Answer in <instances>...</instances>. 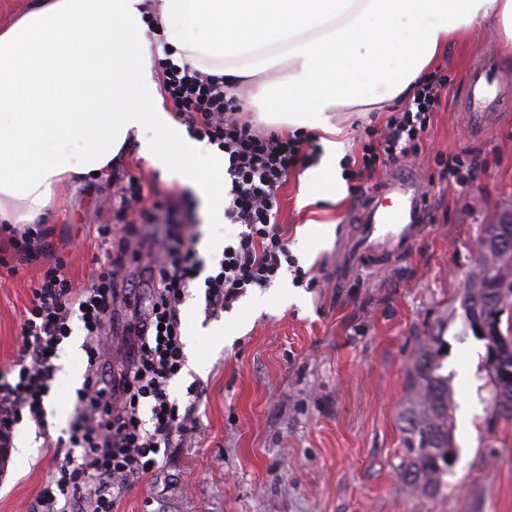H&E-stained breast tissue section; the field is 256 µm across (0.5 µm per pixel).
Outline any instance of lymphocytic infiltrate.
Here are the masks:
<instances>
[{"mask_svg":"<svg viewBox=\"0 0 512 512\" xmlns=\"http://www.w3.org/2000/svg\"><path fill=\"white\" fill-rule=\"evenodd\" d=\"M157 67L165 93L184 111L191 136L223 152L230 180L224 217L241 230L225 243L220 258L205 266L195 236L172 227L156 238L152 225L165 204L148 201L141 179L131 175L121 189L116 224L98 227L104 259L85 286H75L65 274L46 231L26 228L12 236L19 260L39 261L43 268L20 324L17 377H0V447L12 446L17 426L27 420L60 459L31 512H116L122 489L152 475L162 450L196 432L200 383H190L181 399L171 392L186 363L181 313L195 282L204 285L209 317L232 310L248 291L269 288L285 271L296 286L315 283L276 222L278 189L311 162L318 149L315 137L256 127L241 112L235 85L223 77L167 57L158 59ZM449 82V76L428 74L383 131L366 128L360 168L350 173V192H358L362 174L417 151ZM151 242L158 245V258L147 267L142 287L126 289L121 272ZM122 300L133 304L130 318L123 321L116 316ZM75 319L84 331L86 366L68 427L54 436L46 399L54 361ZM112 334L123 342L118 369L104 342Z\"/></svg>","mask_w":512,"mask_h":512,"instance_id":"1","label":"lymphocytic infiltrate"}]
</instances>
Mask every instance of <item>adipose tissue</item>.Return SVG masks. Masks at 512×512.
<instances>
[{
    "label": "adipose tissue",
    "instance_id": "obj_1",
    "mask_svg": "<svg viewBox=\"0 0 512 512\" xmlns=\"http://www.w3.org/2000/svg\"><path fill=\"white\" fill-rule=\"evenodd\" d=\"M483 23L512 44V0H35L0 29V223H40L59 185L107 175L132 137L168 179L195 166L223 203L224 155L164 107L149 25L177 59L251 83L267 125L321 133L333 174L335 112L413 97L449 39Z\"/></svg>",
    "mask_w": 512,
    "mask_h": 512
}]
</instances>
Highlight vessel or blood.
<instances>
[{
    "instance_id": "vessel-or-blood-1",
    "label": "vessel or blood",
    "mask_w": 512,
    "mask_h": 512,
    "mask_svg": "<svg viewBox=\"0 0 512 512\" xmlns=\"http://www.w3.org/2000/svg\"><path fill=\"white\" fill-rule=\"evenodd\" d=\"M512 74L502 66L479 63L469 70L457 103L478 130L488 127L495 111L512 108L507 87ZM428 213L426 199L407 174L386 178L354 215L356 227L342 242L350 270L392 255L414 241Z\"/></svg>"
}]
</instances>
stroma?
<instances>
[{
  "label": "stroma",
  "mask_w": 512,
  "mask_h": 512,
  "mask_svg": "<svg viewBox=\"0 0 512 512\" xmlns=\"http://www.w3.org/2000/svg\"><path fill=\"white\" fill-rule=\"evenodd\" d=\"M495 30L480 25L448 45L436 71L455 83L483 58L512 56ZM374 117L341 109L345 152L361 153L364 123ZM129 145L109 177L78 179L62 188L49 227L55 254L75 283L96 271L95 229L114 223L112 201L128 175L144 177L151 194L173 201L163 220L191 225L206 263L220 258L238 226L216 218L192 185L168 180L136 158ZM475 161L472 188L449 185L450 155ZM414 172L428 196L431 216L416 241L386 265L354 273L339 265L337 231L362 195L338 181L339 202L302 199L301 173L279 191L278 222L300 265L312 269L315 287L298 288L283 272L269 288L248 292L216 320L204 315V288L195 286L182 307L183 330L196 331L201 372H182L175 395L200 382V423L187 446L168 449L152 475L125 490L118 512H512V424L492 419L486 399V348L467 330L460 297L477 256L481 225L512 212V111L474 131L447 89L417 153L364 175L365 192L399 171ZM324 236L306 253L303 233ZM42 271L40 264L0 268V374L18 350L20 319ZM437 326L447 346L444 372L453 376L458 459L448 489L427 497L405 486L396 467L403 454V412L411 393L407 373L416 338ZM16 441L25 459L0 464V512H30L56 461L33 423Z\"/></svg>",
  "instance_id": "obj_1"
}]
</instances>
